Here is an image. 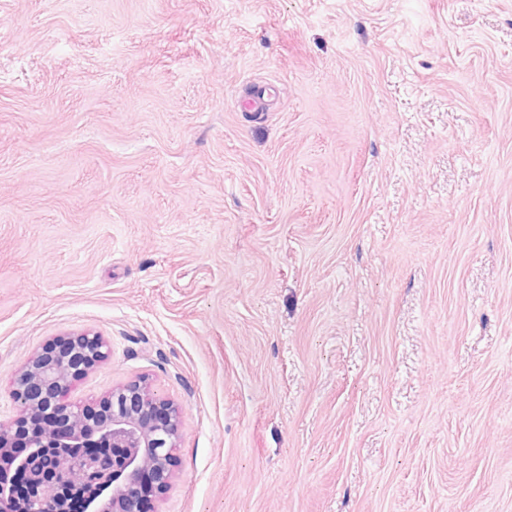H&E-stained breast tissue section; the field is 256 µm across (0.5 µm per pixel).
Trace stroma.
Returning <instances> with one entry per match:
<instances>
[{"label": "stroma", "instance_id": "stroma-1", "mask_svg": "<svg viewBox=\"0 0 512 512\" xmlns=\"http://www.w3.org/2000/svg\"><path fill=\"white\" fill-rule=\"evenodd\" d=\"M84 330L160 512H512V0H0V420Z\"/></svg>", "mask_w": 512, "mask_h": 512}]
</instances>
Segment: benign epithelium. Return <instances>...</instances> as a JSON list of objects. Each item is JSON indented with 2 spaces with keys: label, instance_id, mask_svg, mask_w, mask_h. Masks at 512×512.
<instances>
[{
  "label": "benign epithelium",
  "instance_id": "7a95c632",
  "mask_svg": "<svg viewBox=\"0 0 512 512\" xmlns=\"http://www.w3.org/2000/svg\"><path fill=\"white\" fill-rule=\"evenodd\" d=\"M107 353L98 333H72L48 343L17 371L9 395L19 416L0 422V473L24 469L36 483L49 474L58 485L100 474L101 495L83 512H158L156 501H143L138 489L148 478L163 491L175 478L179 407L145 380L119 384L96 403H64L73 383ZM97 446L120 454L109 463L94 451ZM30 512L59 508L44 492Z\"/></svg>",
  "mask_w": 512,
  "mask_h": 512
}]
</instances>
